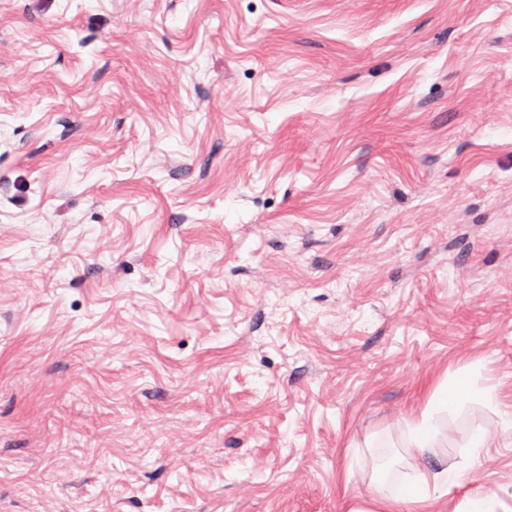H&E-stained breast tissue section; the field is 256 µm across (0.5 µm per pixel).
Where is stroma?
<instances>
[{
    "instance_id": "stroma-1",
    "label": "stroma",
    "mask_w": 512,
    "mask_h": 512,
    "mask_svg": "<svg viewBox=\"0 0 512 512\" xmlns=\"http://www.w3.org/2000/svg\"><path fill=\"white\" fill-rule=\"evenodd\" d=\"M477 361L512 405V0H0V512H367ZM499 421L441 512H512Z\"/></svg>"
}]
</instances>
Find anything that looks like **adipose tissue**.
I'll return each instance as SVG.
<instances>
[{
  "label": "adipose tissue",
  "mask_w": 512,
  "mask_h": 512,
  "mask_svg": "<svg viewBox=\"0 0 512 512\" xmlns=\"http://www.w3.org/2000/svg\"><path fill=\"white\" fill-rule=\"evenodd\" d=\"M468 399L480 400L490 407L499 404L496 387L481 385L475 371L443 380L432 390L423 407L406 422L405 446L412 466L418 469L417 477L401 494L374 498L371 512H402L407 503L426 501L431 489L445 488L461 481L463 469L444 462L435 465L431 459L443 436V414Z\"/></svg>",
  "instance_id": "adipose-tissue-1"
}]
</instances>
